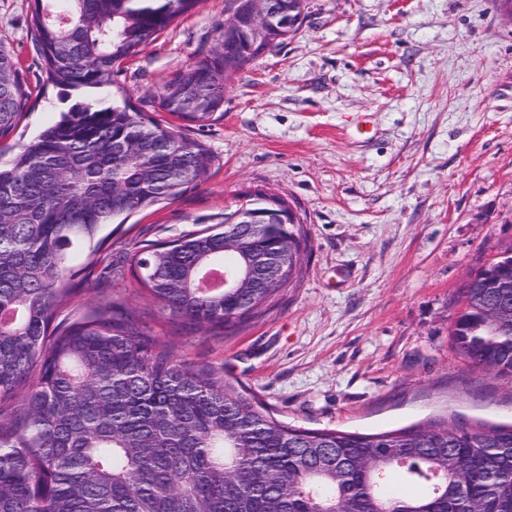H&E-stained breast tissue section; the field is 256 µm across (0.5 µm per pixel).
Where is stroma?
Listing matches in <instances>:
<instances>
[{
    "instance_id": "obj_1",
    "label": "stroma",
    "mask_w": 512,
    "mask_h": 512,
    "mask_svg": "<svg viewBox=\"0 0 512 512\" xmlns=\"http://www.w3.org/2000/svg\"><path fill=\"white\" fill-rule=\"evenodd\" d=\"M33 9L0 0V45L31 91L0 150L85 102L133 105L209 157L196 187L113 231L107 258L124 277L72 266L82 292L61 318L120 297L179 359L237 379L295 426L512 421V381L468 370L448 336L469 273L512 249V0H305L299 30L233 77L203 126L156 111L153 95L214 49L232 0H199L95 89L44 83ZM253 188L298 207L301 282L246 331H179L146 298L133 254L221 222Z\"/></svg>"
}]
</instances>
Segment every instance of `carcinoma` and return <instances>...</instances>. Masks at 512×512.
I'll use <instances>...</instances> for the list:
<instances>
[{"label":"carcinoma","instance_id":"carcinoma-1","mask_svg":"<svg viewBox=\"0 0 512 512\" xmlns=\"http://www.w3.org/2000/svg\"><path fill=\"white\" fill-rule=\"evenodd\" d=\"M30 33L48 82L98 88L197 0H34ZM0 46V137L29 105ZM205 123L224 106V50L153 96ZM207 150L131 107L75 105L0 164V512H512V424L432 418L357 433L289 425L236 380L176 359L116 298L57 322L81 292L67 277L105 250L102 227L174 200ZM302 224L267 227L224 254V232L146 244L134 272L163 311L215 334L273 310L301 267L240 293L194 287L202 267L245 274L288 258ZM468 367L512 380V267L460 291L449 332Z\"/></svg>","mask_w":512,"mask_h":512}]
</instances>
